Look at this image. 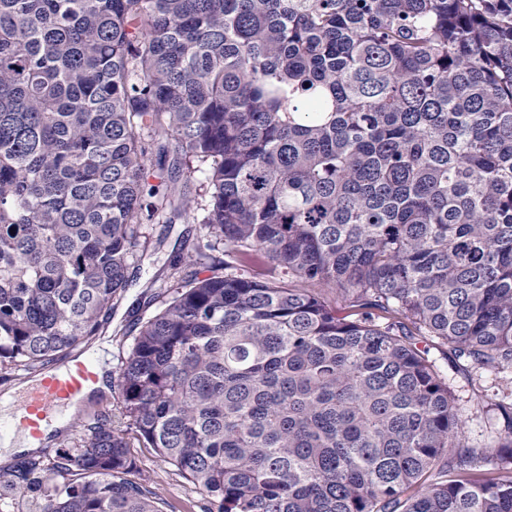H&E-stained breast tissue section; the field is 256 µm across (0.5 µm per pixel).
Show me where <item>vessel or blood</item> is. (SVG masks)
Listing matches in <instances>:
<instances>
[{"instance_id":"1","label":"vessel or blood","mask_w":512,"mask_h":512,"mask_svg":"<svg viewBox=\"0 0 512 512\" xmlns=\"http://www.w3.org/2000/svg\"><path fill=\"white\" fill-rule=\"evenodd\" d=\"M98 368L96 359L76 355L63 370H44L39 383L17 403L12 417H0V434L12 431L36 439L42 435L43 423L78 418L77 403L98 383Z\"/></svg>"}]
</instances>
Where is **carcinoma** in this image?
<instances>
[{
    "label": "carcinoma",
    "instance_id": "1",
    "mask_svg": "<svg viewBox=\"0 0 512 512\" xmlns=\"http://www.w3.org/2000/svg\"><path fill=\"white\" fill-rule=\"evenodd\" d=\"M196 210L125 425L0 497L162 512L132 430L207 512H512V396L492 461L429 357L512 369V0H0V370L96 335Z\"/></svg>",
    "mask_w": 512,
    "mask_h": 512
}]
</instances>
